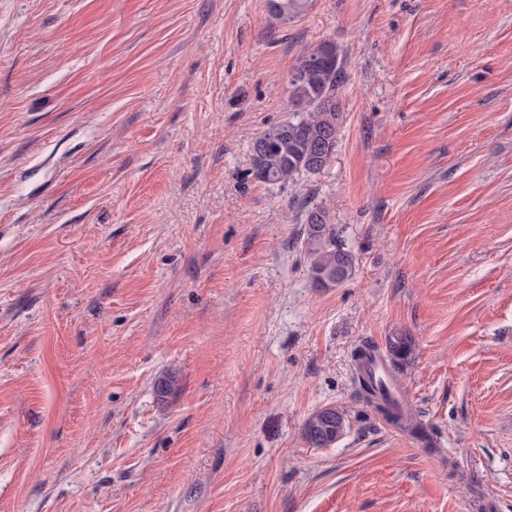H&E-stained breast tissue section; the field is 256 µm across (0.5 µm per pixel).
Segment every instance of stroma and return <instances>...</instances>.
<instances>
[{"mask_svg":"<svg viewBox=\"0 0 512 512\" xmlns=\"http://www.w3.org/2000/svg\"><path fill=\"white\" fill-rule=\"evenodd\" d=\"M323 42L333 159L260 182ZM0 512H512V0H0ZM309 2V0H269V8L275 17L288 20L304 12ZM307 224L308 254L314 284L320 288L343 284L353 272L354 255L337 241L336 229L328 224L324 210H311ZM387 357L394 367L402 364L411 353L412 339L409 336H391L387 342ZM357 379L361 390L365 393L366 400L370 403L377 402L376 409L387 419L395 422L402 421L405 424L404 426L410 429L411 432L414 434L420 433L421 429L419 425L412 424V419L403 411L400 403L379 396L378 390L370 375L365 374L361 369L360 374L357 375ZM345 411L328 406L315 411L304 424V437L313 447L320 448L336 444V434L345 435L348 428Z\"/></svg>","mask_w":512,"mask_h":512,"instance_id":"obj_1","label":"stroma"}]
</instances>
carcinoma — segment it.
<instances>
[{
    "label": "carcinoma",
    "instance_id": "obj_1",
    "mask_svg": "<svg viewBox=\"0 0 512 512\" xmlns=\"http://www.w3.org/2000/svg\"><path fill=\"white\" fill-rule=\"evenodd\" d=\"M309 0H269L271 13L283 20L300 15ZM307 71V76L288 80L291 113L288 125L282 124L258 137L253 144L252 174L260 182H280L302 174H314L325 169L336 150L338 135V102L336 91L341 85L343 67L336 46L322 43L304 53L293 71ZM307 244L311 259L313 282L320 288L338 286L349 279L355 257L337 241L336 229L328 223L322 209L307 216ZM412 339L391 336L387 342V357L393 366L408 358ZM357 379L366 400L376 403V409L387 419L403 422L411 432L420 433V427L402 406L379 396L370 375L360 373ZM177 380L168 375L156 383L160 400L176 392ZM348 419L345 411L328 406L315 411L304 424V437L313 447L332 444L336 434L346 433Z\"/></svg>",
    "mask_w": 512,
    "mask_h": 512
}]
</instances>
